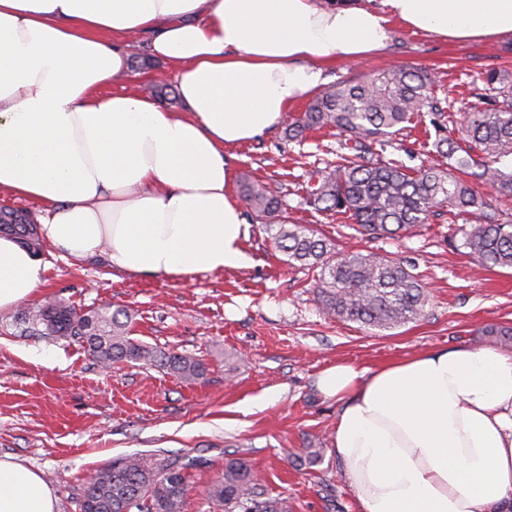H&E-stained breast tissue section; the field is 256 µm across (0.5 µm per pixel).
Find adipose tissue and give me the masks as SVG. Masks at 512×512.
<instances>
[{"label": "adipose tissue", "instance_id": "ef3b65f1", "mask_svg": "<svg viewBox=\"0 0 512 512\" xmlns=\"http://www.w3.org/2000/svg\"><path fill=\"white\" fill-rule=\"evenodd\" d=\"M400 24L457 41L512 35V0H0V191L46 206L44 239L137 275L242 266L249 226L227 150L280 124L326 66L372 57ZM175 71L184 111L135 93L132 36ZM46 267L0 236V311ZM332 450L357 512H512V355L425 352L338 365ZM0 512H56L41 474L0 458Z\"/></svg>", "mask_w": 512, "mask_h": 512}]
</instances>
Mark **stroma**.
I'll return each mask as SVG.
<instances>
[{"mask_svg": "<svg viewBox=\"0 0 512 512\" xmlns=\"http://www.w3.org/2000/svg\"><path fill=\"white\" fill-rule=\"evenodd\" d=\"M129 52L150 59V68H131L103 93L143 94L160 74L173 82L168 66L152 58L148 37L131 41ZM395 65L434 72L438 93H452L454 111L463 113L474 102V79L492 68L512 72V35L461 43L397 26L383 52L337 62L324 82ZM430 128L428 120H415L386 157L410 166L436 160L425 147ZM337 147L335 130L299 141L277 126L231 148V190L239 192L246 178L264 183L280 192L292 222L325 235L337 249L411 260L431 294L426 317L381 331L328 317L310 274L288 265L274 245V229L248 209L246 263L183 280L118 270L104 252L73 263L46 247V280L28 307L56 294L84 311L123 309L132 316V339L207 366L194 382L145 364L107 370L81 343L26 332L16 310L0 311V458L39 471L56 495L57 512H78L86 479L112 457L134 454L196 459L183 512H213L207 490L228 457L248 460L265 491L288 498L293 512H356L331 450L340 404L319 392V374L337 364L374 370L421 352L499 348L481 330L512 327V269H478L450 245L455 227L448 223L424 224L397 240L362 241L335 216L316 212L302 187L315 163L335 160ZM317 442L322 463L299 465V448Z\"/></svg>", "mask_w": 512, "mask_h": 512, "instance_id": "stroma-1", "label": "stroma"}]
</instances>
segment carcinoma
<instances>
[{"label": "carcinoma", "mask_w": 512, "mask_h": 512, "mask_svg": "<svg viewBox=\"0 0 512 512\" xmlns=\"http://www.w3.org/2000/svg\"><path fill=\"white\" fill-rule=\"evenodd\" d=\"M435 86L427 69L399 66L340 80L314 95L304 112L291 118L288 138L329 127L343 141L336 166L310 172L307 203L370 238L399 237L435 218L459 224L458 248L479 267L512 269V215L492 210L480 191L491 185L512 193V74L483 73L473 83L478 103L460 123L442 106ZM423 110L432 115L433 147L442 161L410 169L374 152L373 146L391 144ZM241 191L257 215L278 226L274 240L288 264L314 272V292L327 314L374 329H393L426 316L429 294L411 264L368 250L338 252L330 239L290 222L269 187L246 180ZM0 234L12 236L36 256L44 250L40 225L22 210L0 208ZM20 320L40 335L81 342L108 368L143 362L186 381L207 371L195 357L157 351L131 339V318L122 310L80 312L62 299H50L21 313ZM296 458L312 468L321 464L323 449L303 448ZM194 466L179 458H114L83 487L79 512H183L187 470ZM208 497L220 512H291L288 499L269 496L250 464L238 457L224 459Z\"/></svg>", "instance_id": "cac0c4a2"}]
</instances>
